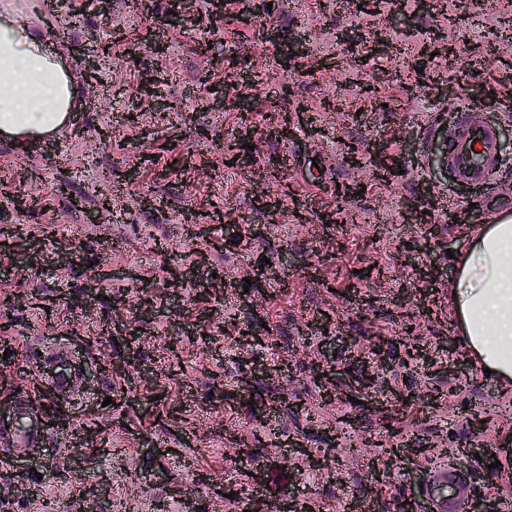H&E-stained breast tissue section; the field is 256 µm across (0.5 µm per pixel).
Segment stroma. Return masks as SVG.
I'll return each mask as SVG.
<instances>
[{
    "label": "stroma",
    "mask_w": 512,
    "mask_h": 512,
    "mask_svg": "<svg viewBox=\"0 0 512 512\" xmlns=\"http://www.w3.org/2000/svg\"><path fill=\"white\" fill-rule=\"evenodd\" d=\"M257 0H236L208 34L195 6L168 25L170 0H63L58 30L24 13L30 33L60 55L79 87L78 131L20 144L0 138V226L43 228L38 238L0 234V413L14 396L38 400L43 417L70 420L52 437L45 465L18 458L0 466V512H26L28 489L78 512L95 492L97 512H253L257 503L305 501L310 512H349L368 498L373 512L419 502L426 456L469 449L471 499L487 512H512V383L467 364L464 340L449 330L453 256L483 224L512 213V180L500 203L448 184L444 131L428 134L411 116L444 115L493 89L512 99V0L440 15L439 0H388L381 13L356 12L350 0H274L272 15L241 24ZM495 18L494 28L483 27ZM113 47L89 86L74 55L110 40ZM399 36L400 54H363L378 29ZM273 30L287 44L271 43ZM442 33L455 49L453 69L422 57ZM170 40L156 55L147 34ZM238 69L223 105L200 85L201 71ZM160 78L164 115L127 114L142 83ZM291 115L293 133L269 135L263 114ZM115 132L103 139L102 130ZM248 145L245 162L224 163V143ZM401 175L372 171L377 150ZM356 151L358 165L346 159ZM111 172L121 197L100 223L99 192L83 166ZM363 183L360 195L338 186ZM448 193V207L431 203ZM422 222L409 219L411 210ZM204 226L185 241L182 216ZM419 248L399 253L402 238ZM270 264L256 278V256ZM229 288L205 294L212 277ZM154 297L151 311L138 295ZM330 318V333L317 324ZM413 320L430 356L427 367L379 362L377 339L402 348ZM262 331L252 358L226 355L243 324ZM80 358L67 402L42 399L38 372L48 346ZM259 394L272 425L229 406L237 386ZM244 434L226 445L224 429ZM400 466L381 467L384 449ZM235 484L218 502L215 482Z\"/></svg>",
    "instance_id": "1"
}]
</instances>
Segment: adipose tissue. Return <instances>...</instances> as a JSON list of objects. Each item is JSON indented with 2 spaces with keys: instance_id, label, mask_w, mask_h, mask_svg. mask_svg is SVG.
Returning a JSON list of instances; mask_svg holds the SVG:
<instances>
[{
  "instance_id": "ef3b65f1",
  "label": "adipose tissue",
  "mask_w": 512,
  "mask_h": 512,
  "mask_svg": "<svg viewBox=\"0 0 512 512\" xmlns=\"http://www.w3.org/2000/svg\"><path fill=\"white\" fill-rule=\"evenodd\" d=\"M22 0H0V137L57 134L79 97L70 72L18 22ZM455 322L471 357L512 382V218L484 225L451 283Z\"/></svg>"
}]
</instances>
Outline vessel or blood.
<instances>
[{
	"label": "vessel or blood",
	"mask_w": 512,
	"mask_h": 512,
	"mask_svg": "<svg viewBox=\"0 0 512 512\" xmlns=\"http://www.w3.org/2000/svg\"><path fill=\"white\" fill-rule=\"evenodd\" d=\"M502 115L466 105L449 114L447 133V167L457 184L466 186L482 199L491 201L499 193L497 175L502 166L499 128ZM50 382V392L58 399L67 398L70 382L77 374L73 353L51 356L42 368ZM52 430L35 404L24 397L16 398L7 418L0 420V461L7 463L24 456L37 458ZM428 483L423 501L428 512H467L468 501L462 491L471 486V471L440 458L426 464ZM455 487L452 497H441L442 486Z\"/></svg>",
	"instance_id": "vessel-or-blood-1"
}]
</instances>
